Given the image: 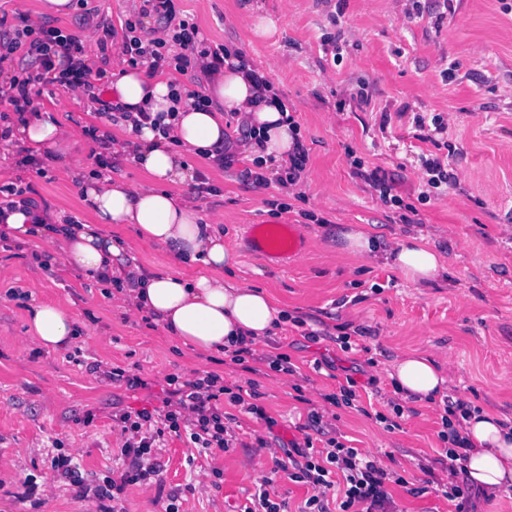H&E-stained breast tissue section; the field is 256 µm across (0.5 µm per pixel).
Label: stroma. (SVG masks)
I'll return each mask as SVG.
<instances>
[{
	"label": "stroma",
	"instance_id": "obj_1",
	"mask_svg": "<svg viewBox=\"0 0 512 512\" xmlns=\"http://www.w3.org/2000/svg\"><path fill=\"white\" fill-rule=\"evenodd\" d=\"M39 2L0 0V36L26 25L60 28L78 37L86 64L107 85L128 65L120 50L126 25L145 40L164 30L162 15L143 12L141 0H72L62 17L39 14ZM172 4L177 17L198 25L207 46L245 53L266 74L308 148L290 197L282 168L268 170L260 188L246 181L240 158L224 169L190 158L192 173L211 192L174 186L223 235L238 260L235 278L272 294L290 321L253 345L243 363L198 356L110 298L94 277L68 267L48 239H1L0 512H95L94 501L77 497L52 471L51 454H70L87 484L104 483L123 444L113 413L163 409L170 380L208 372L225 386L254 388L263 418L220 395L228 448L205 451L188 435L165 434L158 476L128 487L120 512H163L170 501L179 512H240L267 479L296 512L312 488L272 468L288 444L303 443L312 410L320 415L315 446L336 438L407 479L404 487L387 485L393 512H455L454 502L438 494L455 480L439 438L440 408L412 403L394 429L374 415H394L391 361L424 351L442 364L448 389L472 406L512 417V13H503L498 0H453V13L440 23L431 11L413 13L410 0ZM260 18L273 20L274 29L255 32ZM448 68L454 78L444 77ZM361 86L368 98L354 100ZM34 107L72 135L75 165L41 155L37 166H26L19 149L0 144V187L30 185L40 210L88 224L92 217L81 202L86 183L100 176L133 186L146 180L124 150V126L109 127L106 146L89 136V128L105 124L79 91L45 87ZM436 114L442 132L423 139L416 116ZM424 156L450 163L459 186L440 194L429 188ZM377 168L392 180L401 206L384 205L365 182L364 173ZM254 223L296 225L302 254L281 262L255 253L244 233ZM352 224L365 225L387 247L423 232L443 254L444 268L430 284L414 285L382 261L342 254L336 230ZM107 233L129 243L139 266L177 270L174 258L141 241L132 225L113 224ZM43 301L76 319L70 347L46 350L31 339L28 310ZM344 334L354 350L337 344ZM276 353L290 356L294 373L270 369L266 358ZM113 367L138 377L139 386L109 381L105 372ZM348 378L357 383L356 403L329 401ZM29 484L36 488L32 499L24 495Z\"/></svg>",
	"mask_w": 512,
	"mask_h": 512
}]
</instances>
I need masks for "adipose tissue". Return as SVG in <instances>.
<instances>
[{
  "mask_svg": "<svg viewBox=\"0 0 512 512\" xmlns=\"http://www.w3.org/2000/svg\"><path fill=\"white\" fill-rule=\"evenodd\" d=\"M249 67H221L206 83L204 107L182 101L178 87L166 75H148L138 68L124 70L111 85V95L124 106L130 138L126 149L148 173L146 182L132 186L118 179L91 182L82 203L93 216L90 224H49L37 210H4L0 230L18 243L44 236L57 244L65 263L92 275L104 287H114L123 304L151 316L178 346L200 356L223 355L241 343L260 342L288 322V314L265 290L228 278L237 265L223 237L189 197L171 192L172 184L189 177L185 154L215 157L225 145L224 115L235 112L254 130L256 143L248 151L261 169L287 166L294 136L285 100L272 88L256 86ZM165 112L167 132L140 125L141 113ZM71 136L47 113H31L11 128L7 144L34 153H52L69 164ZM110 224L133 225L140 240L167 250L189 266L186 274L127 267L126 244L105 235ZM352 255L380 259L408 282L424 285L443 268L441 253L423 235L409 234L384 248L366 228L351 226L338 233ZM29 332L41 347L60 350L77 337L76 320L51 303L34 306ZM395 394L418 402L436 397L447 378L430 354L398 355L389 374ZM471 446L461 460L467 483L485 496L512 487V418L495 410L471 412L463 421Z\"/></svg>",
  "mask_w": 512,
  "mask_h": 512,
  "instance_id": "obj_1",
  "label": "adipose tissue"
}]
</instances>
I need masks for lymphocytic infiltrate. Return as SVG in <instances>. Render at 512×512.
Returning <instances> with one entry per match:
<instances>
[{"label":"lymphocytic infiltrate","instance_id":"f902f5d3","mask_svg":"<svg viewBox=\"0 0 512 512\" xmlns=\"http://www.w3.org/2000/svg\"><path fill=\"white\" fill-rule=\"evenodd\" d=\"M145 6L163 11L166 21L172 22L170 39L142 40L134 36L126 39L121 52L128 56L131 65H143L155 73L167 68L187 70L192 62L205 58L224 61L223 51L204 48L196 23L176 19L167 0H144ZM179 45L176 55H169L167 42ZM25 49L38 65L36 71H21L13 75L10 83L15 95L9 103L14 112L24 114L40 95L42 86L53 85L80 90L90 102L99 106L98 114L112 123H119L124 114L120 106L104 102L102 88L92 80L88 66L82 58V46L73 34L57 27L32 31L29 28L15 30L11 38L0 41V51L13 54ZM215 374H207L185 382L175 388L177 407L162 413L147 409L123 411L113 415L114 429L124 443L120 449L122 465L107 484L88 487L77 474L71 456L60 453L51 455L50 466L57 476L76 489L82 498L94 499L98 512H110L108 505L120 501L128 486L146 481L156 475L159 464L152 455L155 441L165 432H179L188 427L193 443L202 449L228 446L224 437V415L215 404L217 395L212 390ZM286 458L276 461L275 467L284 471L288 480L311 486L313 493L299 512H383L388 500L387 482L404 484V477H391L376 461L370 460L361 449L345 445L337 439H328L325 446L316 447L312 438H305L303 445L286 449ZM340 494L337 509L329 507V492Z\"/></svg>","mask_w":512,"mask_h":512}]
</instances>
